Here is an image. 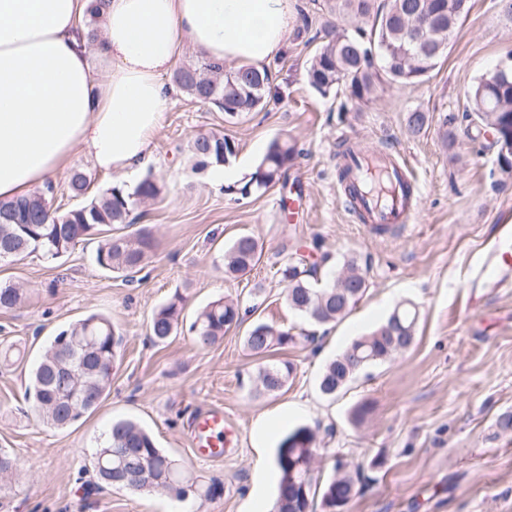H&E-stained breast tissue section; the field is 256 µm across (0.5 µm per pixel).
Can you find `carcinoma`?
Listing matches in <instances>:
<instances>
[{
  "label": "carcinoma",
  "mask_w": 512,
  "mask_h": 512,
  "mask_svg": "<svg viewBox=\"0 0 512 512\" xmlns=\"http://www.w3.org/2000/svg\"><path fill=\"white\" fill-rule=\"evenodd\" d=\"M323 7L336 15L343 25L327 23L321 45L306 70L309 86L323 97L345 92L358 103L366 101L375 87L387 83L413 87L423 82L447 52L458 25L471 8L470 0H325ZM271 73L251 67L220 68L201 59L176 70V85L204 104L226 101L234 111L225 117L234 119L265 107L271 85ZM468 110L462 119L477 131H491L495 139L490 147L496 152L502 173L512 174V57L482 76L466 93ZM237 155L235 142L220 131L195 136L188 144V158L195 171L223 167ZM295 146L280 138L272 139L265 154L242 183L226 186L230 194L249 196L268 189L285 178L288 165L296 158ZM69 188L73 196L84 198L90 179L73 173ZM52 185L41 191L0 203V254L18 259L38 253L57 260L76 246L97 241L96 262L131 281L154 255L156 238L147 226L126 233L135 224L131 217L138 203L155 201L163 193V183L147 174L128 192L112 186L63 214L51 209ZM258 240L249 234L236 237L224 249V276L239 278L249 273L261 257ZM329 256L308 264L294 252L280 264L277 273L286 284L285 301L315 326L336 323L348 315L367 290L366 276L359 265L348 260L342 273L321 284L320 266ZM26 298L23 288L0 283V310L10 311ZM185 297L175 292L157 307L150 318V336L164 342L183 328ZM251 309H242L237 299L223 297L200 310L189 325L198 341L215 343L237 328ZM418 312L410 304L394 308L385 322L372 333L353 340L329 362L319 381L322 394L333 397L368 367L407 350L414 342ZM251 355L264 357L275 348L313 343L316 332L280 327L263 321L253 322L246 336ZM123 338L102 313H90L60 329L43 347L24 398L38 412L40 421L63 429L95 410L112 387V370ZM82 363L86 369L71 375L64 370L69 363ZM293 373L287 362L260 367L262 390L276 394L288 384ZM316 430L299 425L285 433L274 455L279 473L278 492L271 512H345L358 492L364 476L358 466L352 468L336 459L335 474L323 488L315 475ZM130 451L135 469L147 471V479L132 480L118 472L121 461L111 451ZM23 462L8 448H0V485L12 482ZM92 468L105 487L132 491L161 490L179 501L189 498L211 501L223 492L221 484L207 482L185 470L164 450L153 436L131 419L112 422L105 438L92 454Z\"/></svg>",
  "instance_id": "obj_1"
}]
</instances>
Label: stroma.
Segmentation results:
<instances>
[{
    "label": "stroma",
    "mask_w": 512,
    "mask_h": 512,
    "mask_svg": "<svg viewBox=\"0 0 512 512\" xmlns=\"http://www.w3.org/2000/svg\"><path fill=\"white\" fill-rule=\"evenodd\" d=\"M298 8L309 28L269 64L271 92L262 111L228 123L222 110L173 88L150 167L165 191L134 209L158 248L135 282L100 268L92 242L54 262L31 254L0 265V281L27 292L23 306L0 311V343L19 351L0 360V448L13 449L24 463L17 479L0 489V512H180L181 503L161 491L97 488L91 457L119 418L138 421L188 471L223 485L222 496L201 512H245L261 473L275 470L279 439L304 424L321 429V480L333 476L340 458L365 467L367 485L347 512H512V431L498 425L502 414L512 413V287H492L481 276L495 258L502 225H512V177L500 173L487 136L460 119L468 88L512 53V26L498 0H472L424 82L384 84L356 103L322 97L308 85L322 16L317 0H298ZM415 110L427 113L429 123L411 135L406 116ZM211 130L236 142L231 166L244 177L274 137L295 143L300 155L286 182L247 197L228 195L210 173H193L185 161L187 142ZM347 144L386 149L408 165L420 197L413 223L378 231L348 210L336 174ZM75 171L90 178L95 192L137 184L98 171L79 150L52 180L53 210L78 205L69 190ZM292 182L303 191L296 224L278 208ZM242 233L258 239L261 258L247 275L229 279L223 250ZM287 249L314 260L328 255L325 278L356 259L368 290L341 321L317 328L315 344L277 352L294 367L285 390L257 392L262 361L245 348L244 328L210 346L186 330L165 343L150 342L153 310L177 291L186 298L188 323L202 306L232 296L255 307L258 319L301 324L285 303L276 267ZM406 301L419 310L412 346L359 373L336 397L322 395L318 378L325 365ZM93 312L110 316L124 336L112 389L70 428L49 429L23 398L29 371L49 336ZM361 404L369 411L357 424L352 412ZM212 406L223 407L234 436L223 459L201 461L187 424ZM265 415L273 418V439L258 448L254 427ZM328 427L333 435H325Z\"/></svg>",
    "instance_id": "1"
}]
</instances>
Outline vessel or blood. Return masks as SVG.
Returning <instances> with one entry per match:
<instances>
[{"label":"vessel or blood","mask_w":512,"mask_h":512,"mask_svg":"<svg viewBox=\"0 0 512 512\" xmlns=\"http://www.w3.org/2000/svg\"><path fill=\"white\" fill-rule=\"evenodd\" d=\"M349 177L360 175L383 181L380 189L363 191L356 205L368 223L378 227L411 223L416 213L412 196L404 188L409 182V169L375 152L357 153L348 160ZM512 278V240L496 248V260L485 269L488 283L498 284ZM192 448L197 458L210 460L224 454V411L213 408L196 415L189 423Z\"/></svg>","instance_id":"vessel-or-blood-1"}]
</instances>
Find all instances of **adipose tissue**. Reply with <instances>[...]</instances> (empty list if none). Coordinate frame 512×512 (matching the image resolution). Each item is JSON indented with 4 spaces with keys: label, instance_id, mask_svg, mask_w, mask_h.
Listing matches in <instances>:
<instances>
[{
    "label": "adipose tissue",
    "instance_id": "obj_1",
    "mask_svg": "<svg viewBox=\"0 0 512 512\" xmlns=\"http://www.w3.org/2000/svg\"><path fill=\"white\" fill-rule=\"evenodd\" d=\"M0 0V200L44 186L85 150L107 174L153 164L165 74L189 42L207 60L258 69L301 22L297 0Z\"/></svg>",
    "mask_w": 512,
    "mask_h": 512
}]
</instances>
